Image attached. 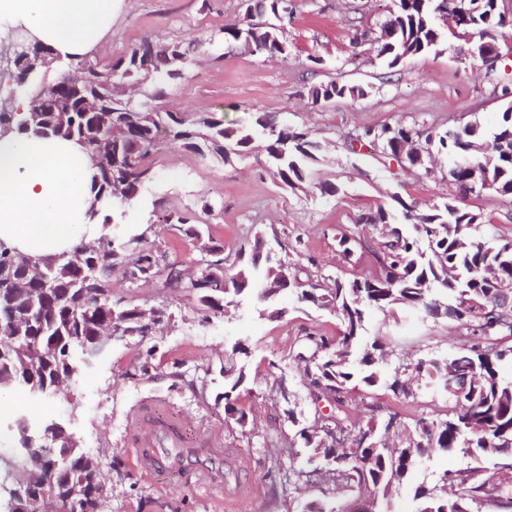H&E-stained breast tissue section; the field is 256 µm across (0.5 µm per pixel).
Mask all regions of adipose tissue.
Here are the masks:
<instances>
[{"instance_id": "adipose-tissue-1", "label": "adipose tissue", "mask_w": 512, "mask_h": 512, "mask_svg": "<svg viewBox=\"0 0 512 512\" xmlns=\"http://www.w3.org/2000/svg\"><path fill=\"white\" fill-rule=\"evenodd\" d=\"M23 27L61 60L96 48L112 26V0H0V23ZM89 160L59 139L0 138V241L31 255L76 243L91 194Z\"/></svg>"}]
</instances>
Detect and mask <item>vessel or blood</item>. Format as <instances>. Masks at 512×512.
<instances>
[{"label":"vessel or blood","instance_id":"b4317fda","mask_svg":"<svg viewBox=\"0 0 512 512\" xmlns=\"http://www.w3.org/2000/svg\"><path fill=\"white\" fill-rule=\"evenodd\" d=\"M131 429L141 470L153 473L166 466L190 465L194 449L185 447L179 432L164 424L154 408L143 407L135 415Z\"/></svg>","mask_w":512,"mask_h":512}]
</instances>
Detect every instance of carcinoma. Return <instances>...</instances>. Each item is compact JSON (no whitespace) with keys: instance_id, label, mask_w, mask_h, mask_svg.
<instances>
[{"instance_id":"obj_1","label":"carcinoma","mask_w":512,"mask_h":512,"mask_svg":"<svg viewBox=\"0 0 512 512\" xmlns=\"http://www.w3.org/2000/svg\"><path fill=\"white\" fill-rule=\"evenodd\" d=\"M242 17L223 29V40L252 46L251 54L263 59L284 58L288 47L283 28L276 23L273 0H243ZM512 23V11L501 0H400L381 29L388 38H378V55L393 68L414 55L437 49L444 43V26L453 24L452 35L470 39L482 35L489 26ZM205 42L165 44L144 37L130 51L104 64L83 57L65 63L51 87L64 88L70 70L87 77L91 91L104 103L100 112H83L78 96H71L72 112L61 117L46 112L39 122L29 113H9L0 133L15 132L40 138L59 137L74 143L89 158L95 173L92 196L85 211L86 223L98 231L90 241L83 239L70 250L45 257L25 255L0 242V264L13 267L16 277L26 283L17 296L0 299V348L13 336V317L31 309L40 297L43 281L57 290L53 301L36 305L32 324L24 331L31 343L45 354L41 368L28 372L19 363L0 364L12 384L25 390L44 381L55 382L75 363L81 345L96 339L108 328L142 334L147 320L141 309L112 301V269L132 265L133 279H148L157 274L158 255L148 246L149 223L140 233L116 242L108 233L109 218H101L107 208L114 211L132 206L145 185L153 178L148 159L157 149L159 137L216 161L230 163L252 152L257 142L264 143L269 172L279 184L296 190L307 180L310 164L318 161L321 143L307 131L280 123L274 113L261 112L246 126L227 127L207 113L170 112L159 106L167 90L182 78L193 57ZM364 95L360 87L330 81L312 88L315 101H333ZM512 133V104L492 134L491 149L485 146L484 133L476 124H466L453 132L438 134L425 123H399L377 131L349 137L350 150L372 139L383 157L397 160L406 144L414 143L423 152L431 145L457 158L451 177L452 193L442 206L412 209L400 198L395 201L401 214L383 207L358 216L369 218L381 227L384 241L378 255V268L367 277L335 279L306 289L290 266L274 268L266 261L263 238L255 239L247 265L234 264L230 281L243 280L224 292L239 296L258 283L273 287L288 274L287 293L296 301L330 309L340 319L343 330L334 341L324 336H308L298 358L311 365L307 377L311 396L331 398L345 404L346 395L360 386L382 385L394 395H416L422 384L438 389L453 374L466 370L469 378L463 399L448 394L452 402L444 420L417 422L408 441L390 446L384 434L397 423L392 414L380 422L374 418L365 426L350 429L335 423L339 440L320 442L318 424L298 431L308 452V460L321 466L300 476H316L326 484L341 486L374 503V512H393L391 501L410 484V478L425 457L441 452H461L470 457H488L492 468L477 466L462 472H444L432 483L414 487L416 512H473L472 506L485 502L512 505V309L493 305L501 284L512 285V239L492 244L473 233L479 215L458 199L460 186L467 178V166L483 163L495 190L512 196V139L507 145L499 138ZM402 307L413 314L432 318L446 317L458 323L465 344L442 360H419L392 370L379 364L384 345L364 336L368 310ZM225 414L240 425L247 413L237 406L235 393L243 384L245 367L225 371ZM66 435L52 424L34 435L31 451L35 455L59 454ZM60 497L68 501V512H102L107 488L97 471L86 467L82 451H76L68 469L55 478Z\"/></svg>"}]
</instances>
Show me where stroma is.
I'll use <instances>...</instances> for the list:
<instances>
[{
  "label": "stroma",
  "mask_w": 512,
  "mask_h": 512,
  "mask_svg": "<svg viewBox=\"0 0 512 512\" xmlns=\"http://www.w3.org/2000/svg\"><path fill=\"white\" fill-rule=\"evenodd\" d=\"M393 0H292L284 23L287 59L264 60L241 45L219 42L224 25L241 16V0H115L112 30L97 56L109 62L143 37L168 44L207 41L184 79L162 102L175 112H204L234 126L254 113L273 112L288 125L307 130L323 145L306 183L281 188L267 169L263 150L224 164L188 149L164 145L151 157L153 178L136 205L109 230L125 239L147 220L157 222L148 238L161 266L196 270L207 246L223 247L226 256L250 257L256 236L267 249L285 250L290 265L301 267V281L318 277L348 280L377 268L381 237L375 226L358 223L368 210L396 209L397 199L424 209L446 202L451 192L448 170H403L382 157L379 148L350 152L346 139L367 129L417 120L445 131L468 123L492 129L504 101L493 95L480 60L463 57L465 40L448 37L441 53L407 58L388 67L373 42L354 44L351 26L378 28ZM320 65H311V58ZM337 81L364 88L356 99L322 106L311 89ZM336 194L320 190L322 182ZM212 204V211L201 208ZM467 206L479 215L477 230L488 239H512V200L485 190ZM191 211L192 223H166L168 214ZM357 235L366 241L352 261L339 253V240ZM162 277L133 283L127 268L112 273V297L125 304L162 312L160 323L144 336L110 345L85 367L71 392L32 398L23 389L0 386V402L13 408L0 420V454H15L17 418L65 428L82 451L96 458L109 495L102 512H301L311 501L344 497L318 480L293 479L282 485L273 451L291 454L298 426L333 414L362 425L370 416L397 414L402 427L422 418H444L448 399L424 391L397 399L375 388L353 391L343 408L312 400L305 364L298 354L307 335L336 337V314L282 296L283 317L259 315V303L246 296L216 312L199 301V291L164 288ZM367 337L388 336L389 364L447 356L461 344L455 321L414 318L400 309L371 310ZM249 351L246 379L238 405L248 415L238 424L224 412V369L235 363L237 345ZM181 423L204 462L194 470H163L145 477L135 468L128 420L143 403ZM297 420L289 422L287 409ZM219 436V446L206 442Z\"/></svg>",
  "instance_id": "35a3bbf8"
}]
</instances>
